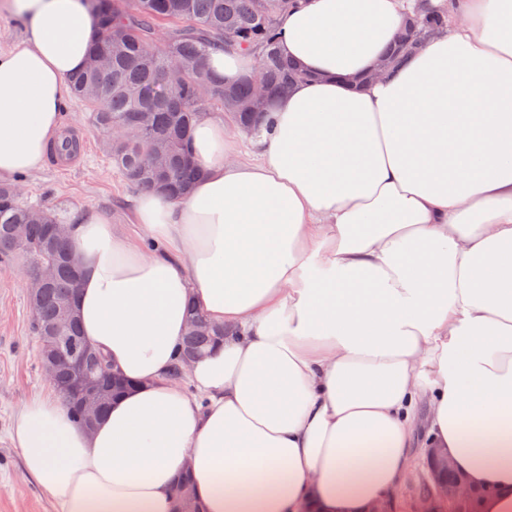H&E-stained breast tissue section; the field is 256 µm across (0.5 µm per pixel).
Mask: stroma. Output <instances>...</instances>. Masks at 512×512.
Returning a JSON list of instances; mask_svg holds the SVG:
<instances>
[{
    "mask_svg": "<svg viewBox=\"0 0 512 512\" xmlns=\"http://www.w3.org/2000/svg\"><path fill=\"white\" fill-rule=\"evenodd\" d=\"M86 103L67 97L62 127L86 136L90 152L82 166L60 174L48 166L18 182L23 204L51 209L66 218L90 206L107 215L117 231L133 241L141 232L135 222L136 189L113 168L102 146L103 133L87 119ZM27 261L16 254L0 260V512H60L59 506L24 472L22 455L11 438L18 411L31 399L52 395L32 330L27 296Z\"/></svg>",
    "mask_w": 512,
    "mask_h": 512,
    "instance_id": "35a3bbf8",
    "label": "stroma"
}]
</instances>
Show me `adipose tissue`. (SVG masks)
<instances>
[{
	"mask_svg": "<svg viewBox=\"0 0 512 512\" xmlns=\"http://www.w3.org/2000/svg\"><path fill=\"white\" fill-rule=\"evenodd\" d=\"M444 33L363 83L414 0H302L277 29L309 75L238 158L192 130L203 176L135 203L148 249L82 210V333L130 388L93 430L29 402L13 438L61 512H367L447 450L483 512H512V0H441ZM0 181L40 168L67 77L99 36L84 0H11ZM220 80L252 56L212 52ZM223 326L175 380L191 312ZM0 0V53L9 52L27 37L25 26L2 7Z\"/></svg>",
	"mask_w": 512,
	"mask_h": 512,
	"instance_id": "ef3b65f1",
	"label": "adipose tissue"
}]
</instances>
